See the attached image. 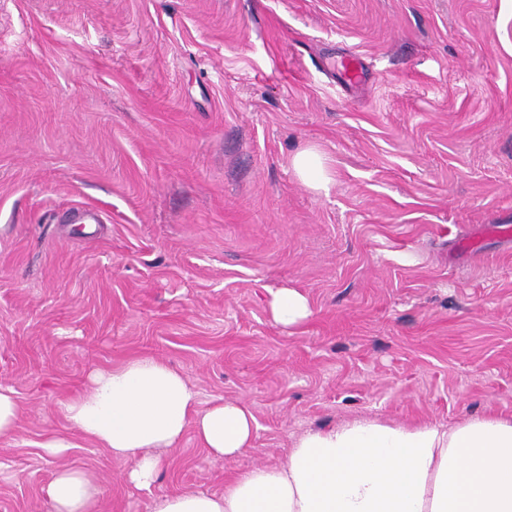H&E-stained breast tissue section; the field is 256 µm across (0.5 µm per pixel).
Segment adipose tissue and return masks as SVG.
<instances>
[{"label":"adipose tissue","instance_id":"obj_1","mask_svg":"<svg viewBox=\"0 0 512 512\" xmlns=\"http://www.w3.org/2000/svg\"><path fill=\"white\" fill-rule=\"evenodd\" d=\"M285 328L311 314L290 287L270 300ZM63 432L43 439L47 457L64 456L73 436L129 463L125 481L152 491L167 451L193 430L219 458L251 447L256 419L243 401L201 407L194 385L155 357L96 367L86 390L60 405ZM48 512H103L94 471L63 466L46 488ZM151 512H512V418L476 417L443 428L355 420L298 436L288 460L229 480L220 495L154 494Z\"/></svg>","mask_w":512,"mask_h":512}]
</instances>
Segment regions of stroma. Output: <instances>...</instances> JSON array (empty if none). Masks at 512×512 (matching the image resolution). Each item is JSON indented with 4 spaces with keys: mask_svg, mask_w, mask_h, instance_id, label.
<instances>
[{
    "mask_svg": "<svg viewBox=\"0 0 512 512\" xmlns=\"http://www.w3.org/2000/svg\"><path fill=\"white\" fill-rule=\"evenodd\" d=\"M505 224L512 0H0V512H47L61 465L150 512L108 450L38 446L90 369L141 356L257 421L233 458L186 432L159 493H222L308 429L511 417ZM292 166L298 177L311 189L325 191L330 184L325 157L315 149L298 152L292 159ZM270 311L274 322L284 328H293L311 315L307 297L296 288L284 287L272 294ZM21 416V406L12 387L0 385V438L15 435Z\"/></svg>",
    "mask_w": 512,
    "mask_h": 512,
    "instance_id": "obj_1",
    "label": "stroma"
}]
</instances>
